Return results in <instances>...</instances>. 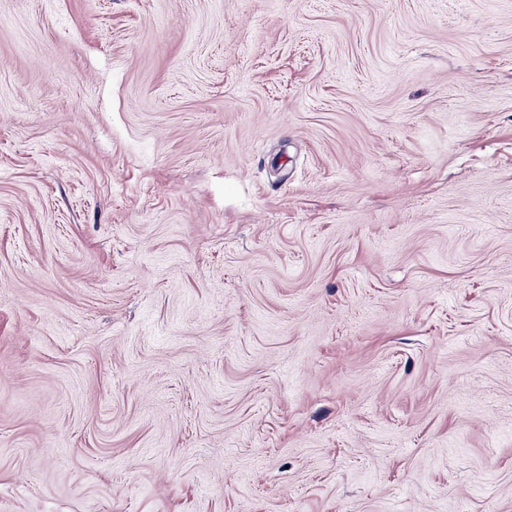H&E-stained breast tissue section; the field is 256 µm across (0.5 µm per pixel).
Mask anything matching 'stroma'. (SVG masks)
<instances>
[{
  "mask_svg": "<svg viewBox=\"0 0 512 512\" xmlns=\"http://www.w3.org/2000/svg\"><path fill=\"white\" fill-rule=\"evenodd\" d=\"M0 512H512V0H0Z\"/></svg>",
  "mask_w": 512,
  "mask_h": 512,
  "instance_id": "35a3bbf8",
  "label": "stroma"
}]
</instances>
